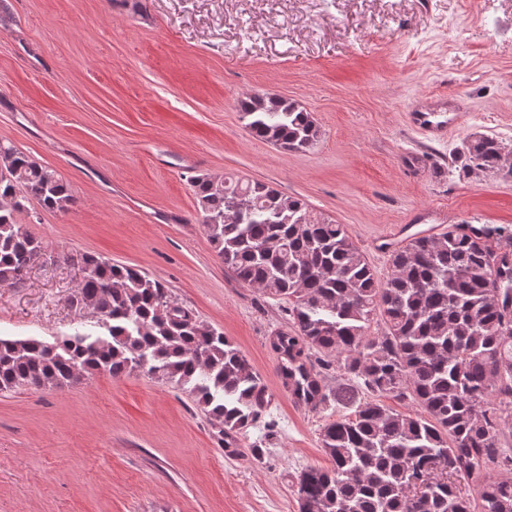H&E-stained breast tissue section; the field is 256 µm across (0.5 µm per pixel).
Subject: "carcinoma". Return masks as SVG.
Returning a JSON list of instances; mask_svg holds the SVG:
<instances>
[{"label":"carcinoma","mask_w":512,"mask_h":512,"mask_svg":"<svg viewBox=\"0 0 512 512\" xmlns=\"http://www.w3.org/2000/svg\"><path fill=\"white\" fill-rule=\"evenodd\" d=\"M246 127L284 150L312 147L311 113L274 94L239 103ZM464 155L481 171L506 165L493 137ZM0 286L46 252L20 224L32 204L74 203L55 171L0 143ZM193 192L205 233L243 285L288 302L292 329L271 346L291 398L313 410L330 400L314 353L336 359L355 411L321 429L325 466L297 478L300 512H512V227L450 224L389 254L380 280L344 225L269 184L199 174ZM70 298L88 302L106 334L51 346L0 337V391L61 388L85 376L145 369L188 390L219 433L238 434L269 406L261 376L224 333L201 321L144 271L82 256ZM388 398L413 409L386 405ZM479 480L478 496L461 483Z\"/></svg>","instance_id":"obj_1"}]
</instances>
